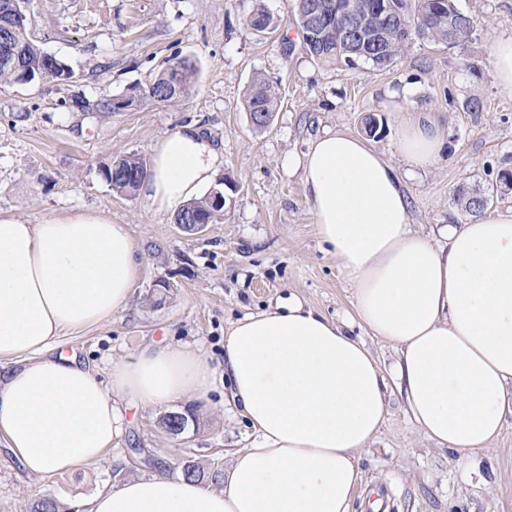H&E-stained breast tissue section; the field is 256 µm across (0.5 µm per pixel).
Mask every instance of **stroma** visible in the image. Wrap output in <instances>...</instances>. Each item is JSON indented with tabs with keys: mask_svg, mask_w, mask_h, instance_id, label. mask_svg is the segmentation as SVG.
<instances>
[{
	"mask_svg": "<svg viewBox=\"0 0 512 512\" xmlns=\"http://www.w3.org/2000/svg\"><path fill=\"white\" fill-rule=\"evenodd\" d=\"M254 0H30L29 33L66 63V81L0 85V210L25 223L81 207L129 225L141 273L134 299L112 321L60 336L57 352L91 364L101 380L110 361L150 344L188 343L212 365L224 359V333L244 314L296 295L334 320L353 314V291L335 258L321 247L299 166L313 139L343 130L360 136L361 119L380 125L373 147L397 158L400 117L389 94L413 86L416 108L430 112L448 138V151L429 171L407 180L412 227L421 232L465 223L458 195L477 187L491 198L488 214L512 210V91L495 81L491 42L512 36V0H457L477 26L450 48L412 38L404 56L380 69L309 59L294 21L293 0H264L278 20L272 33L244 28ZM196 68L189 95L162 107L149 102L125 112L103 101L148 84L173 57ZM278 90L271 124L255 129L243 104L255 75ZM483 109L471 112L467 99ZM194 123L224 156L214 182L224 215L188 234L174 215L141 195L116 193L100 170L127 153L151 159L158 140ZM172 288L159 295L157 281ZM192 403L197 423L177 437L159 421L161 407H128L126 428L94 467L39 477L0 447V512H27L28 502L52 494L71 504L125 479L165 469L178 475L183 458L224 465L250 441L242 417L223 406ZM387 411L375 443L359 462L362 480L353 512H367L373 494L383 512H512V414L489 453L470 463L419 436L403 396L389 386ZM145 449L150 462L130 456Z\"/></svg>",
	"mask_w": 512,
	"mask_h": 512,
	"instance_id": "obj_1",
	"label": "stroma"
}]
</instances>
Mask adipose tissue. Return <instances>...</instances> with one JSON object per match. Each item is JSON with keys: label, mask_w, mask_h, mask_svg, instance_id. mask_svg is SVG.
<instances>
[{"label": "adipose tissue", "mask_w": 512, "mask_h": 512, "mask_svg": "<svg viewBox=\"0 0 512 512\" xmlns=\"http://www.w3.org/2000/svg\"><path fill=\"white\" fill-rule=\"evenodd\" d=\"M401 113V164L344 131L301 161L324 250L354 288L357 319L398 352L393 366L416 430L468 458L489 450L512 407V212L411 229L406 178L446 146L434 120ZM222 155L200 127L154 147L142 195L178 211L210 186ZM141 270L128 225L72 209L25 224L0 213V437L35 475L97 465L124 431L118 406L207 400L217 377L252 430L218 488L164 474L99 493L89 512H351L362 452L384 418L387 383L366 344L296 296L249 313L224 336V370L197 347L155 343L111 363L102 382L55 352L65 332L127 309Z\"/></svg>", "instance_id": "obj_1"}]
</instances>
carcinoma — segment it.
<instances>
[{
  "instance_id": "carcinoma-1",
  "label": "carcinoma",
  "mask_w": 512,
  "mask_h": 512,
  "mask_svg": "<svg viewBox=\"0 0 512 512\" xmlns=\"http://www.w3.org/2000/svg\"><path fill=\"white\" fill-rule=\"evenodd\" d=\"M29 0H0V30L9 28L13 45L20 50L16 66L0 64V85L19 84L23 76H30V82L62 80L69 69L56 57L34 44L28 35L30 16L27 10ZM355 13L377 18L381 4L391 3L397 8V14L382 25V41L385 54L374 57L357 50L346 43L343 29L332 15L320 23V27L309 40H304L306 54L314 61L331 66L355 64L357 61L371 62L379 68L391 66L404 55L409 38L404 36L401 27L406 22L415 28L416 34L439 44H448V23L458 26L460 42H466L474 30V18L458 8L455 0H344ZM275 27L270 13L265 9L263 0H255V5L245 19V28L251 32L263 33ZM177 68L166 67L146 87L139 91V100H149L155 104L170 106L181 100L195 80L196 70L187 58H175ZM177 88L168 92L171 81ZM245 110L257 129L266 128L274 117L277 108V92L264 77L253 78L245 94ZM146 163L136 154H126L103 166L101 173L113 190L127 195L133 194L144 179ZM462 212L470 217L480 216L489 204V196L478 188L457 198ZM193 209L197 217L211 224L223 215L224 208L212 204V195L194 199L183 206ZM195 420L190 410L171 411L161 419V426L172 434L186 430L188 423ZM181 474L187 478L219 483L223 471L219 468H205L195 460L180 467ZM29 512H74L55 496L42 495L32 499Z\"/></svg>"
}]
</instances>
